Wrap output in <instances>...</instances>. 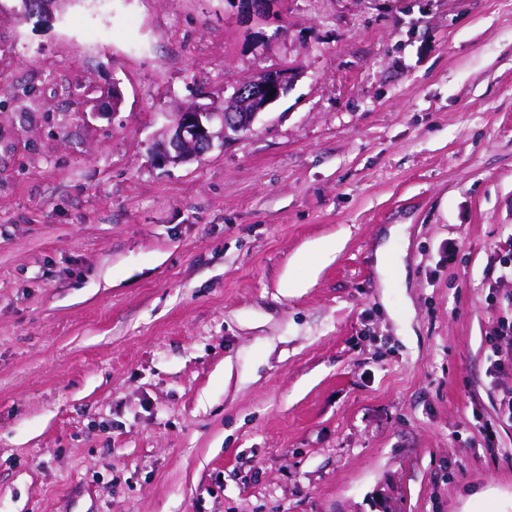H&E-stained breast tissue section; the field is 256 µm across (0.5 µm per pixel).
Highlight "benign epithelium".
<instances>
[{
  "label": "benign epithelium",
  "instance_id": "7a95c632",
  "mask_svg": "<svg viewBox=\"0 0 512 512\" xmlns=\"http://www.w3.org/2000/svg\"><path fill=\"white\" fill-rule=\"evenodd\" d=\"M295 76L287 68L267 70L252 80L235 83L224 108L193 103L173 112L154 148V160L163 166L189 162L248 130L269 105L286 96Z\"/></svg>",
  "mask_w": 512,
  "mask_h": 512
}]
</instances>
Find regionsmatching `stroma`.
Masks as SVG:
<instances>
[{
	"label": "stroma",
	"instance_id": "1",
	"mask_svg": "<svg viewBox=\"0 0 512 512\" xmlns=\"http://www.w3.org/2000/svg\"><path fill=\"white\" fill-rule=\"evenodd\" d=\"M279 66L250 131L154 164ZM511 235L512 0L0 14V512H512ZM294 79L288 68H274L252 80L233 84L223 109L191 103L180 112H172L162 139L153 149L154 160L163 166L186 163L211 150L215 137L225 143L232 134L248 130L259 114L288 94ZM271 89L273 97H268ZM248 105L251 107L246 108ZM216 122L221 127L218 133L213 132ZM488 349L493 357L496 367L509 364L512 366V314L499 317L486 336ZM501 423H512V388L503 391L495 410V419L486 420L482 426L484 439L488 444L496 440V425Z\"/></svg>",
	"mask_w": 512,
	"mask_h": 512
}]
</instances>
